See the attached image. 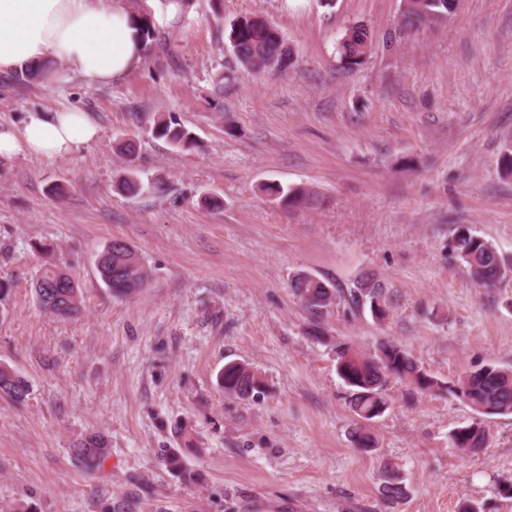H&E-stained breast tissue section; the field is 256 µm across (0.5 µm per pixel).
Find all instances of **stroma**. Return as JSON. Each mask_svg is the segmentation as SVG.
Here are the masks:
<instances>
[{
    "label": "stroma",
    "instance_id": "35a3bbf8",
    "mask_svg": "<svg viewBox=\"0 0 512 512\" xmlns=\"http://www.w3.org/2000/svg\"><path fill=\"white\" fill-rule=\"evenodd\" d=\"M187 3L116 82L88 87L59 64L41 83L0 76V124L73 107L99 127L72 155L0 161V363L31 385L25 401L0 396V512H512V415L486 417V447L466 454L449 435L472 409L395 380L364 452L334 356L340 342L396 344L446 385L512 368V278L478 287L451 249L466 226L512 260V175L499 164L512 140V0H461L390 45L402 0ZM253 14L284 33L292 63L233 71L216 89L229 24ZM354 24L375 39L350 67L338 43ZM169 114L194 147L153 134ZM128 136L132 162L116 148ZM130 168L157 190L119 192ZM271 184L313 199L284 206ZM116 238L148 271L128 299L96 271ZM46 266L78 282L76 317L37 305ZM301 272L339 288L374 273L388 314L312 313L290 288ZM231 361L258 370L260 394L225 393ZM94 434L107 454L91 469L73 447ZM388 461L407 490L392 505Z\"/></svg>",
    "mask_w": 512,
    "mask_h": 512
}]
</instances>
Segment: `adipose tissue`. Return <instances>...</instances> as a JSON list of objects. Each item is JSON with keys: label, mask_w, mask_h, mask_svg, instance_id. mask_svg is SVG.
Wrapping results in <instances>:
<instances>
[{"label": "adipose tissue", "mask_w": 512, "mask_h": 512, "mask_svg": "<svg viewBox=\"0 0 512 512\" xmlns=\"http://www.w3.org/2000/svg\"><path fill=\"white\" fill-rule=\"evenodd\" d=\"M146 49L139 17L121 0H0V74L61 62L97 86L138 66ZM98 132L77 108L32 112L22 126L0 128V159L67 156Z\"/></svg>", "instance_id": "adipose-tissue-1"}]
</instances>
